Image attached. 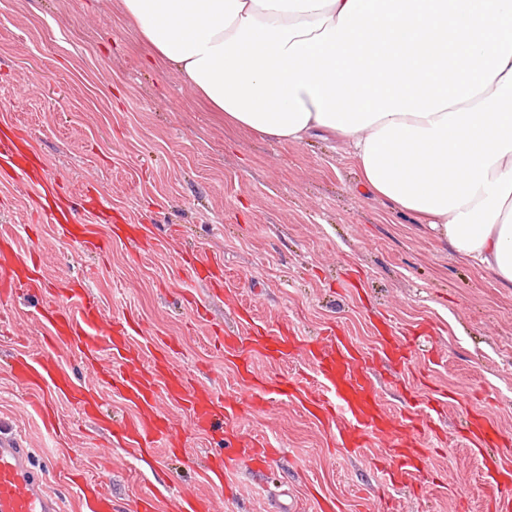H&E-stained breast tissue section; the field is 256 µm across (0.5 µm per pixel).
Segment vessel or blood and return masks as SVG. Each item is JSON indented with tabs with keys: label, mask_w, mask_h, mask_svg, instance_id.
Returning a JSON list of instances; mask_svg holds the SVG:
<instances>
[{
	"label": "vessel or blood",
	"mask_w": 512,
	"mask_h": 512,
	"mask_svg": "<svg viewBox=\"0 0 512 512\" xmlns=\"http://www.w3.org/2000/svg\"><path fill=\"white\" fill-rule=\"evenodd\" d=\"M26 143L25 134L11 128L8 137H0V160L13 169L27 193L40 199L56 195V188L48 187L27 171L29 158L22 151ZM57 209L60 216L56 223L64 235L84 247L98 248L99 240L90 225L71 223L66 202H58ZM10 245L9 237L0 238V303L33 291L34 277L42 271L40 261L32 255L24 262L27 276L16 275L13 260L6 252ZM39 317L47 329L42 339L43 352L36 357L17 358L12 372L20 383L35 392L47 389L63 394L78 404L84 415H92L99 408L97 394L77 385L54 359L55 351L61 347L77 352L103 385L118 383L124 398L136 407V415L121 425L119 437L142 453L181 444L178 434L158 412L157 398L166 396L186 407L197 427L206 433L224 434L223 450L216 452L214 461L204 470L209 483L222 480L238 455H248L259 465L270 455L271 448L263 438L223 430L224 421L237 414L240 403L258 405L257 394L265 390L278 398L304 396L322 420L335 428L340 447H358L370 439L384 438L395 458L393 464L382 470L387 481L411 478L417 461L426 456L429 440L424 421L416 418L408 425L399 424L383 405L380 391L369 374V354L338 333L319 337L299 348L316 372V389H306L291 376L269 380L250 368L241 377V397L226 399L192 387L166 354L149 355L133 348L129 328L115 332L107 329L98 299L80 283L46 290ZM284 342V337L274 335L252 336L247 341L250 351L263 359L270 358L272 351ZM413 342L410 336L401 341L390 336L385 338L382 352L395 356L401 366L407 364ZM467 432L479 453L512 445V439L479 414L469 417ZM485 485L496 512H512V466L498 460L492 462L486 468ZM78 494L92 512H111L112 501L97 478L86 477ZM0 512H61L59 498L46 490L42 478L34 471L30 450L22 437L6 428L0 430Z\"/></svg>",
	"instance_id": "b4317fda"
}]
</instances>
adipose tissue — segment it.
Segmentation results:
<instances>
[{"instance_id": "1", "label": "adipose tissue", "mask_w": 512, "mask_h": 512, "mask_svg": "<svg viewBox=\"0 0 512 512\" xmlns=\"http://www.w3.org/2000/svg\"><path fill=\"white\" fill-rule=\"evenodd\" d=\"M122 5L229 121L338 136L368 189L512 288V0Z\"/></svg>"}]
</instances>
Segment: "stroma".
<instances>
[{
	"label": "stroma",
	"mask_w": 512,
	"mask_h": 512,
	"mask_svg": "<svg viewBox=\"0 0 512 512\" xmlns=\"http://www.w3.org/2000/svg\"><path fill=\"white\" fill-rule=\"evenodd\" d=\"M4 123L26 129L48 178L67 186L74 222L96 225L106 244L97 254L64 240L22 186L0 177V233L21 256L41 257L46 286L83 279L107 318L138 321L136 344L166 350L195 388L215 395L238 393V368L251 360L244 348L219 351L216 332L259 327L305 340L333 329L373 353L375 324L387 321L392 335L417 342L402 384L380 366L383 401L400 419L432 414L439 444L413 486L388 485L376 470L383 441L337 447L299 401L278 399L261 412L242 406L230 423L278 447L268 475L242 457L208 485L168 450L141 457L113 444L63 399L68 428L56 434L11 377L16 355L42 352L36 295L20 294L0 304V426L24 438L63 512H81L63 472L90 459L114 512H132L145 496L155 512H176L185 494L212 499L217 512H319L326 496L344 512L363 503L370 512H489L483 461L457 420L480 411L512 435V289L367 191L343 146L279 143L225 124L155 57L122 0H0ZM101 211L146 225L148 237L112 236ZM191 250L222 259V290L184 277ZM187 290L204 317L184 305ZM159 411L187 453L209 454L211 437L194 432L185 407L163 398Z\"/></svg>",
	"instance_id": "obj_1"
}]
</instances>
